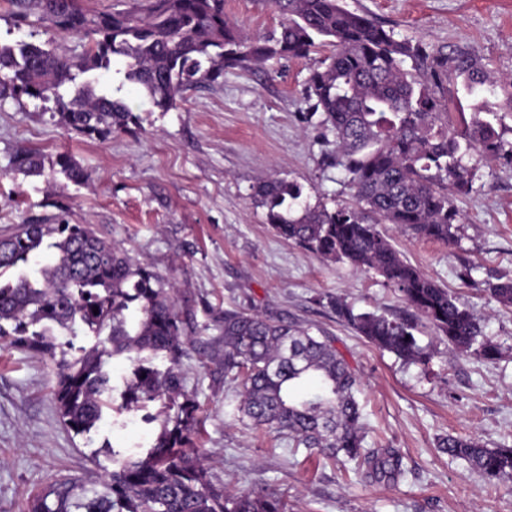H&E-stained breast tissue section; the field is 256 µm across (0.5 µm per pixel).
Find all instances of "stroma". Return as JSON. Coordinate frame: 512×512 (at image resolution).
Instances as JSON below:
<instances>
[{
  "label": "stroma",
  "mask_w": 512,
  "mask_h": 512,
  "mask_svg": "<svg viewBox=\"0 0 512 512\" xmlns=\"http://www.w3.org/2000/svg\"><path fill=\"white\" fill-rule=\"evenodd\" d=\"M345 6L400 38L472 46L495 75L512 77V0ZM224 10L252 36L280 23L264 0H225ZM311 66L294 58L228 71L167 112L127 90L138 124L104 139L64 128L40 101L0 99V234L43 217L90 224L176 282L196 329L182 360L186 389L203 419L198 439L208 474L225 491L272 492L287 499L288 512H512L511 485L487 480L438 446L453 434L512 447V306L484 290L485 282L512 277V168L479 165L471 192L456 200L462 220L454 244L391 232L412 264L475 313L501 356L451 352L423 322L417 339L433 353L429 372L380 352L337 319L333 299L389 317L412 319L415 311L383 278L274 236L253 200L258 183L278 176L328 208L352 202L344 173L326 161V130L306 116ZM22 149L43 154L40 175L11 171ZM61 153L82 168L81 183L55 166ZM230 308L299 321L329 337L362 381L366 447L402 456L397 481L375 480L364 467L341 475L317 450H291L275 433L242 423L239 390L225 384L223 358L210 354ZM53 384L52 362L0 347V512H23L54 479L102 492L112 469L108 448L156 434L141 413L113 411L89 435L74 434L57 416Z\"/></svg>",
  "instance_id": "obj_1"
}]
</instances>
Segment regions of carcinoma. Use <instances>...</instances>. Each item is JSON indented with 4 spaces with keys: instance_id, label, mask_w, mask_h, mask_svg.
<instances>
[{
    "instance_id": "1",
    "label": "carcinoma",
    "mask_w": 512,
    "mask_h": 512,
    "mask_svg": "<svg viewBox=\"0 0 512 512\" xmlns=\"http://www.w3.org/2000/svg\"><path fill=\"white\" fill-rule=\"evenodd\" d=\"M20 21L32 17L55 34L80 35L81 52L33 42L0 44V97L53 101L68 128L107 137L136 124L123 91L137 86L150 105L168 112L182 94L219 82L226 70H246L274 59L327 54L311 67L306 100L333 136L329 153L352 190L353 203L332 210L310 203L304 187L273 178L254 198L279 238L325 261L372 272L448 344V349L492 360L498 345L482 334L461 305L398 250L379 225L393 224L419 238L451 244L461 213L457 197L472 190L471 160L512 165L497 107L512 112V77L495 76L466 45L444 51L420 40L398 39L344 0H267L279 29L250 36L224 14V0H139L120 12H92L83 0H7ZM119 60L123 67L111 69ZM474 104L475 120L458 127L453 87ZM55 165L77 183L81 168L67 154ZM39 153L16 154L12 169L36 174ZM53 261L31 266L42 251ZM491 298L512 305V279L486 283ZM177 286L143 265L90 224H19L0 237V342L48 357L55 366L53 396L63 424L77 435L95 429L114 398L124 410L151 406L143 421L158 432L149 446L112 455L107 493L79 497L54 481L25 512H288L275 495L226 494L208 479L194 436L197 407L180 367L194 332L177 301ZM336 317L356 335L407 363L428 366L416 327L403 318L359 311L338 296ZM98 313H93V309ZM93 336L68 352L56 337ZM224 382H241L242 420L271 429L299 448H316L341 464L365 465L381 479L402 474L401 455L364 446L357 399L361 382L324 336L296 321L258 312L224 310ZM125 356L130 371L114 384L109 360ZM314 381L318 389H300ZM439 448L484 477L512 481V448H487L475 436L449 435Z\"/></svg>"
}]
</instances>
